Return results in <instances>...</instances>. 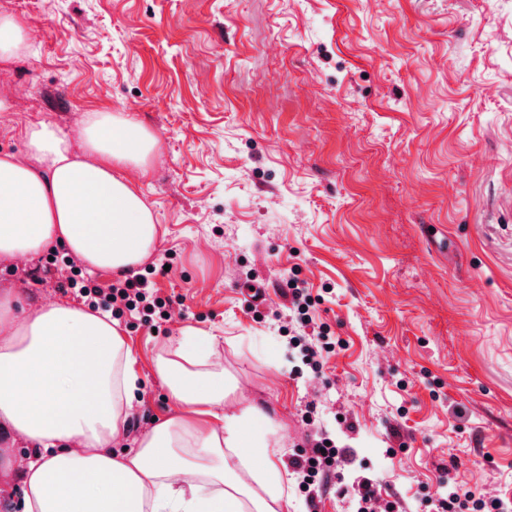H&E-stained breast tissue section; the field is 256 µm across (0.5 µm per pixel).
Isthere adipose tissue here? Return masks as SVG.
Wrapping results in <instances>:
<instances>
[{
    "label": "adipose tissue",
    "mask_w": 512,
    "mask_h": 512,
    "mask_svg": "<svg viewBox=\"0 0 512 512\" xmlns=\"http://www.w3.org/2000/svg\"><path fill=\"white\" fill-rule=\"evenodd\" d=\"M32 53L24 25L0 14V63ZM157 145L107 109L74 139L30 124L25 157L0 154V261L56 245L89 270L134 271L159 229L126 173H147ZM215 347L186 326L156 353L176 409L118 455L139 381L118 322L66 299L24 310L0 293V424L38 450L25 463L24 512H288L276 431Z\"/></svg>",
    "instance_id": "ef3b65f1"
}]
</instances>
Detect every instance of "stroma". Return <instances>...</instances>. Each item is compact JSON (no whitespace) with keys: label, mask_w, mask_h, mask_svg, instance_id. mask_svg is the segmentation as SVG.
<instances>
[{"label":"stroma","mask_w":512,"mask_h":512,"mask_svg":"<svg viewBox=\"0 0 512 512\" xmlns=\"http://www.w3.org/2000/svg\"><path fill=\"white\" fill-rule=\"evenodd\" d=\"M33 56L0 68V153L103 108L159 139L131 172L161 229L167 317L126 316L141 378L123 454L173 410L153 357L216 336L281 465L330 439L319 512L512 500V0H0ZM0 261L21 305L60 299ZM255 280L266 301L254 307ZM332 352L313 369L289 281Z\"/></svg>","instance_id":"1"}]
</instances>
